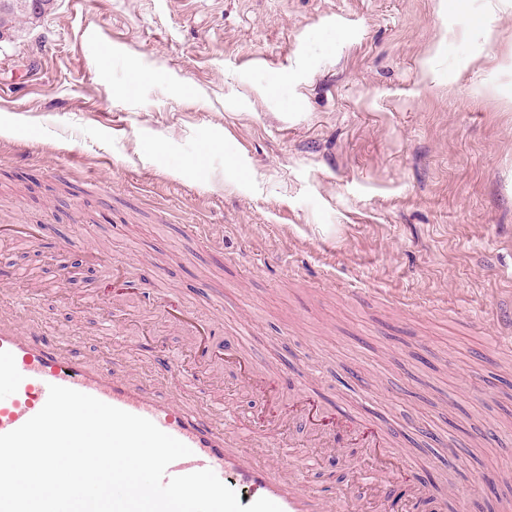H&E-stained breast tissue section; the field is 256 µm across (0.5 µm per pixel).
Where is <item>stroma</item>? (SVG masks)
<instances>
[{
	"instance_id": "35a3bbf8",
	"label": "stroma",
	"mask_w": 512,
	"mask_h": 512,
	"mask_svg": "<svg viewBox=\"0 0 512 512\" xmlns=\"http://www.w3.org/2000/svg\"><path fill=\"white\" fill-rule=\"evenodd\" d=\"M484 27L465 34L469 19ZM0 43L8 293L156 394L222 404L320 488L236 350L387 422L447 512L512 500V0H54ZM154 71L135 79L134 69ZM197 224L220 225L204 243ZM97 272L70 284L58 260ZM193 310L212 352L199 370ZM179 359L180 370L170 362Z\"/></svg>"
}]
</instances>
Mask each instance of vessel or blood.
I'll return each instance as SVG.
<instances>
[{"label":"vessel or blood","instance_id":"vessel-or-blood-1","mask_svg":"<svg viewBox=\"0 0 512 512\" xmlns=\"http://www.w3.org/2000/svg\"><path fill=\"white\" fill-rule=\"evenodd\" d=\"M31 310L23 306L0 316V434L22 426L46 403L49 388L65 386L91 395L104 403L152 421L160 430L187 445L190 456L172 462L167 477L212 470L239 495L241 506L266 498L282 512H358L359 503L369 500L372 512H390L386 488L395 471L387 452L386 435L351 417L325 415L311 394L297 400L316 421H329L330 430L321 432L323 447L333 448L343 441L356 442L362 454L376 461L372 475L355 490L325 494L303 488L295 468L256 451L255 440L231 447L224 436L225 422H238L237 414H225L217 406L190 408L158 398L150 384L111 358H88L67 343L50 340L32 326ZM239 363L244 382L264 394L268 413L278 410V382L267 374L255 372L233 355Z\"/></svg>","mask_w":512,"mask_h":512}]
</instances>
